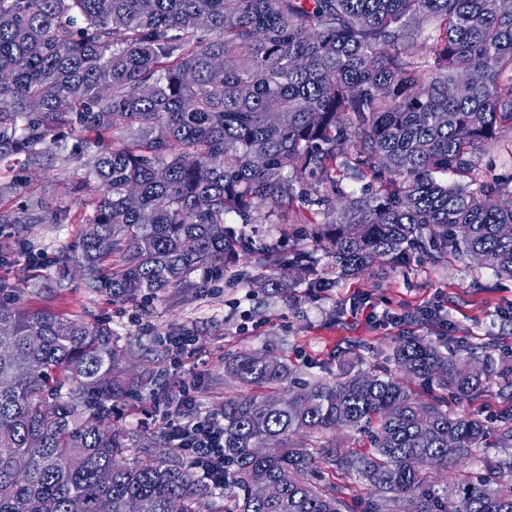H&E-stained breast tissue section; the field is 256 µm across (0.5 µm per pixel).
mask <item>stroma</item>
<instances>
[{"label":"stroma","instance_id":"35a3bbf8","mask_svg":"<svg viewBox=\"0 0 512 512\" xmlns=\"http://www.w3.org/2000/svg\"><path fill=\"white\" fill-rule=\"evenodd\" d=\"M83 177L77 162H57L36 171L26 188L6 198V206L16 209L29 195H37L48 212L66 211L67 220L0 226L1 243L12 249L21 242L29 246L28 253L0 264V291L27 308H47L84 321L111 320L133 363L155 374L137 396L112 410L115 426L136 441L167 436L159 412L177 399L180 381L194 382L196 409L202 415L242 394L241 385L224 374L225 357L242 350H272L310 381L335 379L347 361L364 369H394L395 343L406 335L436 342L454 338L476 348L491 344L496 352L512 353V278L450 257L436 261L417 255L397 268L329 277L323 288L301 285L288 297L254 288L252 279L270 274L274 261L254 254L253 242L275 244L282 259L313 248L310 225L281 224L273 218L249 225L250 241L239 262L219 281L198 272L187 286L134 302L86 293L75 278L62 289L34 290L33 275L56 272L58 255L78 251L83 217L95 196L91 188L75 192ZM435 301L442 305L440 317L423 316V306ZM183 336L195 343L192 356L181 355L174 346ZM448 407L477 414L494 428L512 407V397L491 385L474 399L452 401ZM501 454L498 448H480L461 463L431 471L435 491L444 492L463 474L482 472L486 460Z\"/></svg>","mask_w":512,"mask_h":512}]
</instances>
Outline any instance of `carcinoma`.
<instances>
[{
  "instance_id": "obj_1",
  "label": "carcinoma",
  "mask_w": 512,
  "mask_h": 512,
  "mask_svg": "<svg viewBox=\"0 0 512 512\" xmlns=\"http://www.w3.org/2000/svg\"><path fill=\"white\" fill-rule=\"evenodd\" d=\"M2 72L0 165L16 174L0 200L24 173L78 160L73 192L98 191L74 258L92 293L124 301L197 271L220 278L263 208L317 225L338 278L415 252L512 277V178L480 168L512 131V0H0ZM350 174L360 190L343 187ZM43 210L31 195L21 214L1 207L0 224H42ZM318 264L300 256L255 286L289 294L300 269L319 287ZM1 349L0 512H202L217 494L224 512H353L336 483L352 474L371 487L364 512L400 499L512 512V454L444 497L428 480L477 448H512V416L493 434L409 387L512 392V363L487 348L401 336L404 376L351 365L331 383L300 380L269 350L230 356L225 373L263 392L221 406L217 485L179 450H131L112 428L114 403L149 376L123 366L111 321L1 297ZM341 428L370 450L302 441Z\"/></svg>"
}]
</instances>
